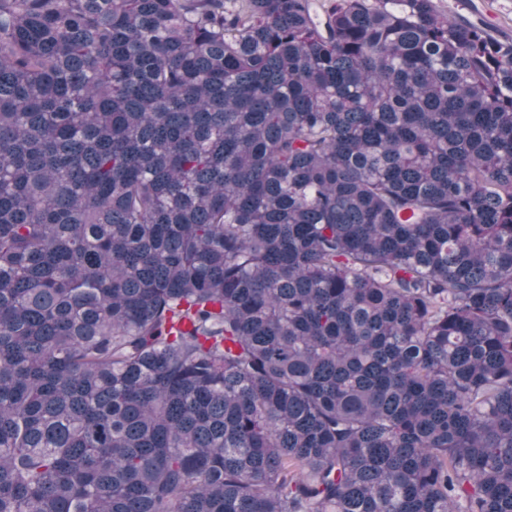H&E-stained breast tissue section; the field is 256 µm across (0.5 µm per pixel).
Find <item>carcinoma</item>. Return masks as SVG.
I'll return each mask as SVG.
<instances>
[{
	"instance_id": "carcinoma-1",
	"label": "carcinoma",
	"mask_w": 512,
	"mask_h": 512,
	"mask_svg": "<svg viewBox=\"0 0 512 512\" xmlns=\"http://www.w3.org/2000/svg\"><path fill=\"white\" fill-rule=\"evenodd\" d=\"M321 8L0 0V512H512V43Z\"/></svg>"
}]
</instances>
